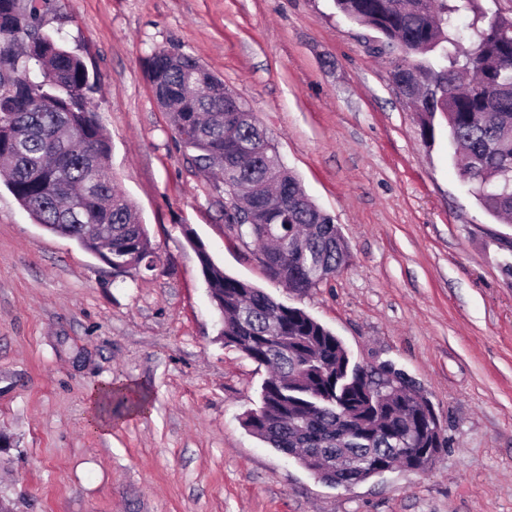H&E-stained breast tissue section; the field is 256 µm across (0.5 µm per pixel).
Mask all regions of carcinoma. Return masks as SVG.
Listing matches in <instances>:
<instances>
[{
  "mask_svg": "<svg viewBox=\"0 0 512 512\" xmlns=\"http://www.w3.org/2000/svg\"><path fill=\"white\" fill-rule=\"evenodd\" d=\"M345 17L378 33L387 46L390 81L415 108L428 143L447 131L459 168L494 217L512 216V16L483 12L479 0H333ZM471 17L472 48L461 47L455 21ZM174 137L199 168H216L227 197L226 221L263 243L268 275L296 292L318 287L347 262L331 218L307 197L284 165L262 158L230 168L242 146L266 139L246 102L222 94L224 81L192 56L155 52L147 62ZM83 61L43 29L39 0H0V177L36 223L112 259L117 274L149 269L146 225L107 175L109 138L98 124ZM104 225L92 234L90 225ZM197 253L209 292L224 316V345L272 368L261 406L243 425L310 469V448L355 459L334 484L365 481L404 462L399 449L445 447L431 402L388 364L407 387L394 391L376 367L353 361L343 342L303 310L224 273L202 243ZM150 397L112 388L100 414L121 419L148 410Z\"/></svg>",
  "mask_w": 512,
  "mask_h": 512,
  "instance_id": "obj_1",
  "label": "carcinoma"
}]
</instances>
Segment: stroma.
Masks as SVG:
<instances>
[{"mask_svg":"<svg viewBox=\"0 0 512 512\" xmlns=\"http://www.w3.org/2000/svg\"><path fill=\"white\" fill-rule=\"evenodd\" d=\"M47 30L96 79L110 173L154 251L115 274L0 182V499L13 512H512V223L477 202L446 136L425 142L374 31L332 0H48ZM192 55L242 98L349 260L306 293L271 281L224 185L174 138L146 61ZM306 311L355 361L401 369L447 446L422 472L327 484L250 434L268 375L227 346L194 241ZM149 412L88 427L106 380Z\"/></svg>","mask_w":512,"mask_h":512,"instance_id":"1","label":"stroma"}]
</instances>
